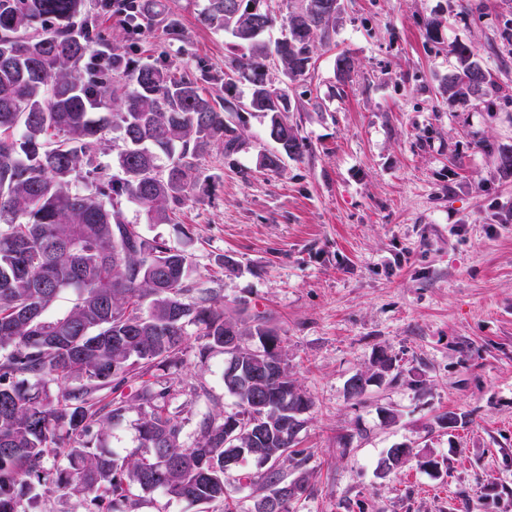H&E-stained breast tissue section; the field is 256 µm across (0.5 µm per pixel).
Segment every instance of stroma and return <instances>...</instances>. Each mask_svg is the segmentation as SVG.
Segmentation results:
<instances>
[{"label": "stroma", "mask_w": 512, "mask_h": 512, "mask_svg": "<svg viewBox=\"0 0 512 512\" xmlns=\"http://www.w3.org/2000/svg\"><path fill=\"white\" fill-rule=\"evenodd\" d=\"M340 0L330 46L289 84L308 149L273 171L269 120H235L238 147L201 159L209 183L171 224L126 220L191 253L198 286L280 330L289 369L312 401L298 436L311 494L297 512H512V0ZM204 0H170L185 30L177 60L222 91L231 37L199 20ZM438 20L436 36L427 24ZM498 86L462 104L443 84L454 44ZM348 51L353 69L336 72ZM393 369L375 376L377 353ZM369 377L361 397L348 392ZM183 447L202 414L234 412L224 354L189 339L165 372ZM460 423L447 430L444 413ZM429 453L388 475L386 448Z\"/></svg>", "instance_id": "1"}]
</instances>
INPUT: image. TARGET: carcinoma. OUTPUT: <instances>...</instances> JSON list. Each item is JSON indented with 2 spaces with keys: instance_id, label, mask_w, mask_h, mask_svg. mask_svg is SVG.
Segmentation results:
<instances>
[{
  "instance_id": "obj_1",
  "label": "carcinoma",
  "mask_w": 512,
  "mask_h": 512,
  "mask_svg": "<svg viewBox=\"0 0 512 512\" xmlns=\"http://www.w3.org/2000/svg\"><path fill=\"white\" fill-rule=\"evenodd\" d=\"M262 2L206 0L201 21L229 33L237 51L224 95L213 97L202 87L209 80L202 66H177L142 49L141 34L153 29L170 44L183 41L164 0H0V512H39L47 493L77 495L90 512H137L138 488L233 512L224 498L231 422L257 466L238 475L262 491L252 512H270L277 489L285 490L277 512H293L310 494L306 473L281 477V462L296 470L303 463L288 416L252 403L259 387L298 389L278 330L243 303L239 313L260 346L225 349L224 327L238 325L197 288L189 253L142 236L121 210L126 200L147 223H172L208 181L201 157L213 146L236 149L243 83L246 106L269 116L277 144L265 165L277 169L303 155L307 144L286 116L288 86L270 69L290 81L305 75L315 43L331 42L336 0H299L272 46L260 36L276 16ZM105 16L128 23L126 37L109 39ZM451 53L457 66L443 86L448 99L465 103L495 90L469 47ZM111 131L123 142L117 175L99 161ZM64 292L72 294L69 308L49 315ZM192 334L200 358L224 352V390L237 410L203 415L199 445L184 448L172 388L156 372L183 363ZM275 358L281 367L269 376ZM132 403L149 457L120 456L94 439V428L122 421ZM408 455L404 445L391 446L378 471L402 468ZM51 456L62 463L46 467Z\"/></svg>"
}]
</instances>
